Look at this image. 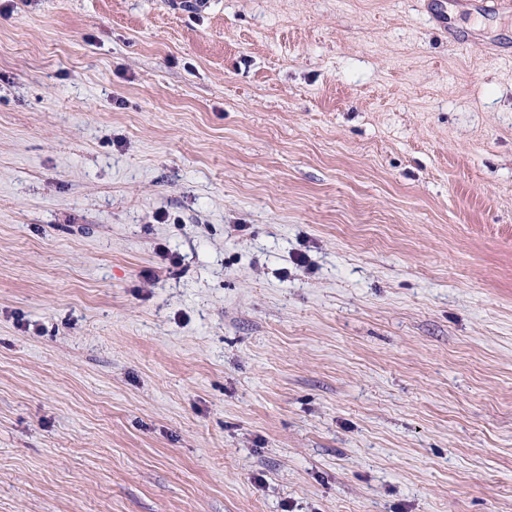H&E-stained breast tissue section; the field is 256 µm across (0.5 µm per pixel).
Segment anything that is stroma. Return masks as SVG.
<instances>
[{
    "label": "stroma",
    "instance_id": "35a3bbf8",
    "mask_svg": "<svg viewBox=\"0 0 512 512\" xmlns=\"http://www.w3.org/2000/svg\"><path fill=\"white\" fill-rule=\"evenodd\" d=\"M0 0V512H512V11Z\"/></svg>",
    "mask_w": 512,
    "mask_h": 512
}]
</instances>
